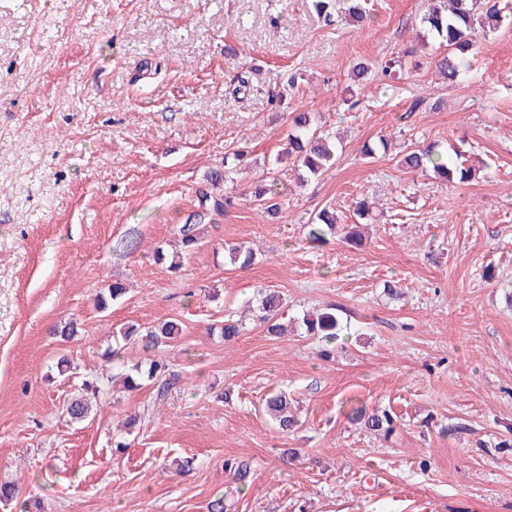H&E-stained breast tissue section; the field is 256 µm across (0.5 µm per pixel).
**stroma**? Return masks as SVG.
I'll return each mask as SVG.
<instances>
[{
  "label": "stroma",
  "mask_w": 512,
  "mask_h": 512,
  "mask_svg": "<svg viewBox=\"0 0 512 512\" xmlns=\"http://www.w3.org/2000/svg\"><path fill=\"white\" fill-rule=\"evenodd\" d=\"M422 2L368 0L358 26L310 0H0V482L30 512H207L219 495L230 512H512V24L480 35L451 82L415 45ZM395 55L392 79L380 64ZM301 111L340 139L335 166L302 184L277 158ZM461 138L471 182L399 165L404 144ZM241 146L233 205L201 212L208 172ZM272 177L274 219L250 200ZM362 198L361 245L309 246L316 212L351 224ZM185 224L199 245L174 271L154 253ZM237 244L251 267L231 263ZM114 282L125 299L98 310ZM268 288L296 323L281 338L251 313ZM330 306L346 330L324 359L300 321ZM228 317L244 321L229 342L209 332ZM170 319L168 394L108 383L91 419L70 421L112 333ZM68 320L79 336H49ZM278 388L295 401L288 435L262 410ZM358 404L393 414V431L352 423ZM228 459L249 463L245 485Z\"/></svg>",
  "instance_id": "35a3bbf8"
}]
</instances>
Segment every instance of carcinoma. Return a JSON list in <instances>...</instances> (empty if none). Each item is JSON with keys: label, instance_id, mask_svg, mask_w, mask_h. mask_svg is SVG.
Segmentation results:
<instances>
[{"label": "carcinoma", "instance_id": "1", "mask_svg": "<svg viewBox=\"0 0 512 512\" xmlns=\"http://www.w3.org/2000/svg\"><path fill=\"white\" fill-rule=\"evenodd\" d=\"M344 19L347 22L362 25L370 19L367 0H345ZM507 20L500 0H428V7L420 18V29L416 33L418 40L436 44L433 64L448 80L453 82L464 74V66L473 54L476 46L475 37L479 31L495 29ZM292 133L289 135L288 148L284 156L292 161L294 169L302 172L298 182L316 178L336 164V147L332 136L318 131L315 116L311 112H295L291 121ZM399 165L407 172L432 171L434 177L445 183L464 184L474 178L476 170L461 161V152L454 146L444 151L435 144L414 146L404 151ZM283 196L278 190L277 182L260 189L253 195L268 214L276 216L282 208L277 198ZM228 198L213 196L206 191L201 193V205L214 212L222 213ZM340 228L336 213L322 209L314 221L307 225L306 237L314 247L327 244L330 238L338 234ZM180 241L185 251H191L198 245L195 225L185 224L181 227ZM231 260L247 268L254 262V253L242 246L228 248ZM125 288L114 283L106 291L97 295V306L105 310L111 303L122 299ZM259 320L266 325V332L271 336L284 335L283 298L275 290L265 293L259 303ZM306 332L319 336L327 343H333L340 336L341 328L336 316V309L325 308L311 316L303 317ZM182 324L176 320H167L157 325L139 328L132 325L114 336V345L107 348L102 359L107 363H116L122 358L123 348L129 342H137L145 349L155 350L169 345L180 336ZM167 365L161 360L135 363L121 374L123 387L127 390L141 388L146 382L159 385L158 397L165 396L170 382L166 378ZM102 380L97 375L87 376L82 383L83 393L73 398L66 407L67 416L73 421L88 418L91 399L99 393ZM265 412L273 418L279 429L285 433L293 431L298 425L296 413L292 410L288 395L284 392L269 395L264 402ZM352 420L364 428L389 434L393 429L394 418L387 412L367 411L359 408Z\"/></svg>", "mask_w": 512, "mask_h": 512}]
</instances>
